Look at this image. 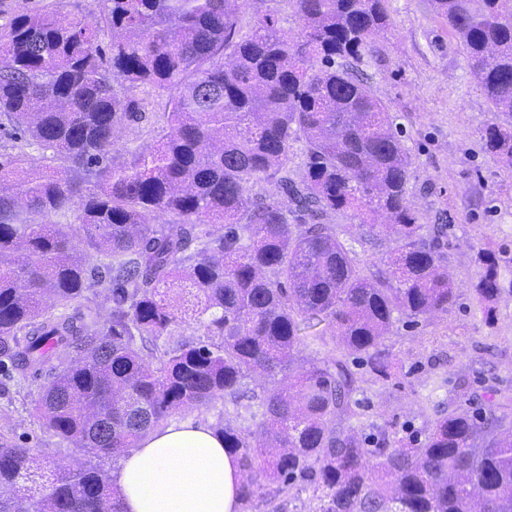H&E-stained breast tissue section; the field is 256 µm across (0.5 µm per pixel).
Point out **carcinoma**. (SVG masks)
Instances as JSON below:
<instances>
[{"instance_id":"carcinoma-1","label":"carcinoma","mask_w":512,"mask_h":512,"mask_svg":"<svg viewBox=\"0 0 512 512\" xmlns=\"http://www.w3.org/2000/svg\"><path fill=\"white\" fill-rule=\"evenodd\" d=\"M240 2L103 0L94 20L44 6L0 35V118L60 162L30 173L18 155L0 161V375L48 372L43 424L116 460L176 410L240 404L248 372L286 371L262 399L259 430L217 428L238 458L240 501L268 506L301 483L315 512H512V433L496 405L443 412L413 445L384 431L368 442L349 428L358 379L345 358L291 371L303 331L324 322L383 377L396 320L446 314L460 296L442 269L447 225L420 224L410 207L402 130L352 69L377 52L389 0H264L248 30ZM432 5L492 106L486 148L512 169V0ZM145 86L169 93L164 126L121 148L117 130L141 119L131 92ZM261 183L272 195L251 196ZM76 198L81 248L70 225L44 221ZM383 239L389 251L364 273L354 244ZM93 255L107 262L92 266ZM482 262L474 292L489 320L512 279L492 252ZM46 298L59 315H46ZM189 321L204 337L177 338ZM0 512L119 504L100 465L47 473L1 433Z\"/></svg>"}]
</instances>
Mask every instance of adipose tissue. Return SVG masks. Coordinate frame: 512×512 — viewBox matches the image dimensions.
I'll return each instance as SVG.
<instances>
[{"instance_id":"obj_1","label":"adipose tissue","mask_w":512,"mask_h":512,"mask_svg":"<svg viewBox=\"0 0 512 512\" xmlns=\"http://www.w3.org/2000/svg\"><path fill=\"white\" fill-rule=\"evenodd\" d=\"M239 480L223 437L191 419L149 431L111 475L123 512H237Z\"/></svg>"}]
</instances>
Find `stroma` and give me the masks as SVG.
Listing matches in <instances>:
<instances>
[{
  "label": "stroma",
  "mask_w": 512,
  "mask_h": 512,
  "mask_svg": "<svg viewBox=\"0 0 512 512\" xmlns=\"http://www.w3.org/2000/svg\"><path fill=\"white\" fill-rule=\"evenodd\" d=\"M68 16L96 18L102 0H0V31L20 12L44 5ZM389 26L376 38L377 53L358 68L402 129L412 158L409 199L421 223L448 227L446 265L462 285L448 313L397 322L384 344L393 366L382 378L355 363L360 389L353 427L359 437L379 431L403 441L424 438L440 411L480 412L489 403L512 415V292L494 302L495 321L485 323L472 291L482 272L478 255L494 252L512 279V170L489 155L481 137L494 119L468 61L431 0H389ZM144 119L119 128L120 144L152 142L163 124L166 95L134 89ZM39 382L0 386V433L32 448L52 470L86 461L85 453L46 429L36 416ZM252 401L246 415L223 400L182 411L185 419L240 426L262 419Z\"/></svg>",
  "instance_id": "35a3bbf8"
}]
</instances>
